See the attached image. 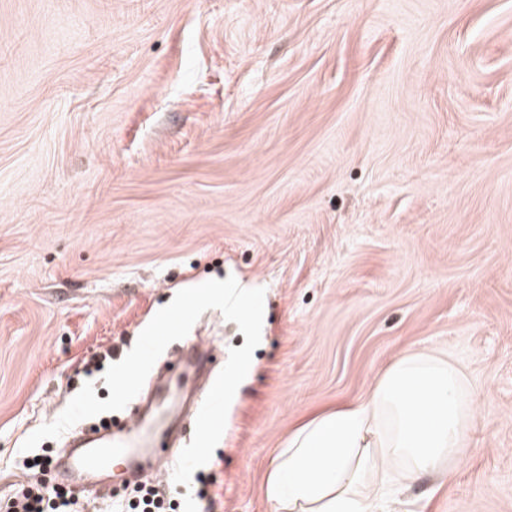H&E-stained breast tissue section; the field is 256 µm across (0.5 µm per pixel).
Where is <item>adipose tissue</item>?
I'll use <instances>...</instances> for the list:
<instances>
[{
	"label": "adipose tissue",
	"instance_id": "1",
	"mask_svg": "<svg viewBox=\"0 0 512 512\" xmlns=\"http://www.w3.org/2000/svg\"><path fill=\"white\" fill-rule=\"evenodd\" d=\"M473 420L461 371L441 357L405 351L367 399L289 433L266 496L281 512H388V494L461 458Z\"/></svg>",
	"mask_w": 512,
	"mask_h": 512
}]
</instances>
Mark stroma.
Returning a JSON list of instances; mask_svg holds the SVG:
<instances>
[{
	"instance_id": "stroma-1",
	"label": "stroma",
	"mask_w": 512,
	"mask_h": 512,
	"mask_svg": "<svg viewBox=\"0 0 512 512\" xmlns=\"http://www.w3.org/2000/svg\"><path fill=\"white\" fill-rule=\"evenodd\" d=\"M265 291L183 512H276L289 432L412 348L475 428L413 512H512V0H0V496L184 288ZM245 336L220 311L188 334Z\"/></svg>"
}]
</instances>
